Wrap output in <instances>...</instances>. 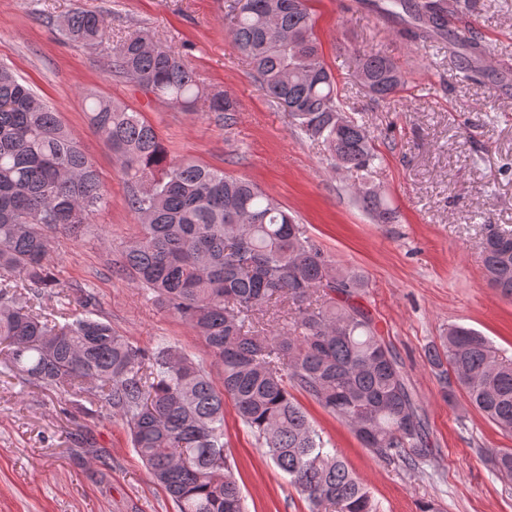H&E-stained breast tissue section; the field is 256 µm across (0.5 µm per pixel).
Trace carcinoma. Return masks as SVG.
<instances>
[{
    "instance_id": "1",
    "label": "carcinoma",
    "mask_w": 512,
    "mask_h": 512,
    "mask_svg": "<svg viewBox=\"0 0 512 512\" xmlns=\"http://www.w3.org/2000/svg\"><path fill=\"white\" fill-rule=\"evenodd\" d=\"M394 5L416 23L418 37L447 40L463 73L483 54L473 30L449 26L464 0ZM57 27L86 46L110 38L107 17L82 7ZM314 28L309 0H234L228 35L264 95L324 145L332 169L359 173L363 208L375 223L391 224L397 212L370 182L379 155L365 124L344 112ZM112 69L185 112H214L224 126L234 123L235 102L201 86L179 55L147 33L113 45ZM357 74L381 100L404 84L378 53L360 56ZM86 102L89 124L119 162L128 205L140 220L122 270L204 340L223 368L222 385L167 342L147 353L89 314L49 318L8 304L7 280L0 283V366L50 389L95 385V403L121 418L178 512H244L224 443L226 398L315 512H378L369 489L293 395L305 393L364 447L409 471L431 457L426 417L401 362L356 301L365 276L336 267L304 225L256 185L195 161L168 160L141 113L97 94ZM107 205L94 163L57 112L1 66L0 274L22 273L36 298L57 287L46 263L50 233L78 237ZM482 265L512 299V229L488 231ZM426 357L448 402L459 387L512 434V363L486 337L450 325ZM491 466L511 477L512 448L499 450Z\"/></svg>"
}]
</instances>
